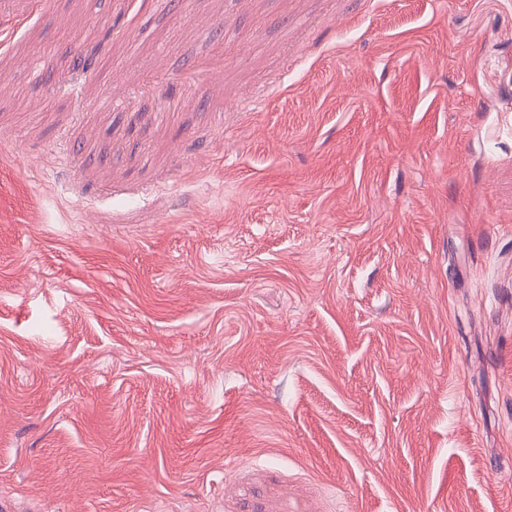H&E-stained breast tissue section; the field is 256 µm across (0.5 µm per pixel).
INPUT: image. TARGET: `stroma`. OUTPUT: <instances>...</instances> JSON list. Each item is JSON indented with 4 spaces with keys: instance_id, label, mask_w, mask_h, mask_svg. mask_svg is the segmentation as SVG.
I'll return each mask as SVG.
<instances>
[{
    "instance_id": "stroma-1",
    "label": "stroma",
    "mask_w": 512,
    "mask_h": 512,
    "mask_svg": "<svg viewBox=\"0 0 512 512\" xmlns=\"http://www.w3.org/2000/svg\"><path fill=\"white\" fill-rule=\"evenodd\" d=\"M141 2L0 0V501L506 512L512 0Z\"/></svg>"
}]
</instances>
